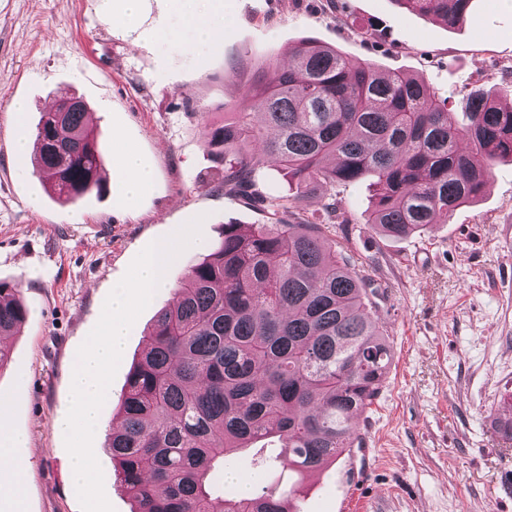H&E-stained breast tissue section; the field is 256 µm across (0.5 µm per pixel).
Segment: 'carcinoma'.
Returning <instances> with one entry per match:
<instances>
[{"label":"carcinoma","mask_w":512,"mask_h":512,"mask_svg":"<svg viewBox=\"0 0 512 512\" xmlns=\"http://www.w3.org/2000/svg\"><path fill=\"white\" fill-rule=\"evenodd\" d=\"M411 14L463 25L472 0H394ZM250 104L205 127L224 190L261 205L264 224H226L190 262L129 371L108 452L133 512H297L298 489L216 495L215 473L273 438L275 459L300 477L336 462L360 439L356 420L378 396L392 360L389 336L367 311L370 281L336 255L326 229L348 218L331 199L318 222L285 216L316 190L367 178V223L401 239L477 199L494 162L512 159V107L469 91L458 124L425 82L304 41L247 90ZM80 98L41 116L33 170L59 201L103 188L104 144ZM468 147H461L462 141ZM269 161L295 183L266 195L255 172ZM21 289L0 282V336L26 320Z\"/></svg>","instance_id":"cac0c4a2"}]
</instances>
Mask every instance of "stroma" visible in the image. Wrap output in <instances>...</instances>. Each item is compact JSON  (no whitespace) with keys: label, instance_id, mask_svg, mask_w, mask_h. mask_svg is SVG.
I'll return each instance as SVG.
<instances>
[{"label":"stroma","instance_id":"1","mask_svg":"<svg viewBox=\"0 0 512 512\" xmlns=\"http://www.w3.org/2000/svg\"><path fill=\"white\" fill-rule=\"evenodd\" d=\"M114 0H0V281L20 284L26 321L0 370V429L27 434V512H82L72 460L52 426L70 404V370L113 285L149 243L202 217L218 241L225 224H261L264 214L218 188L202 131L249 104L246 91L292 46L315 40L349 59L423 79L458 104L480 87L512 104V7L472 0L451 29L404 13L393 0H224V35L194 43L169 0H141L137 16L112 18ZM83 98L104 139L120 137L154 172L151 188L125 199L128 174L106 152L101 194L62 204L30 158H16L15 100L35 129L61 92ZM348 217L337 247L372 280L371 313L384 322L394 358L378 398L358 419L373 450L367 481H352L357 448L310 477L298 512H512V440L493 420L512 407V162H497L479 201L401 240L364 218L372 187L336 189ZM153 297L127 338L100 412L93 445L114 512H132L106 450L131 364L156 313ZM249 479L284 487L288 471L256 475L252 453L234 457L219 484Z\"/></svg>","mask_w":512,"mask_h":512}]
</instances>
